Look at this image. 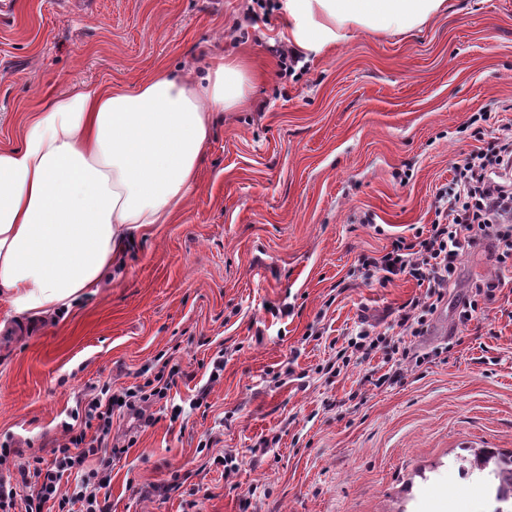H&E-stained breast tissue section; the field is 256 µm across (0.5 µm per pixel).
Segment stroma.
<instances>
[{
	"label": "stroma",
	"instance_id": "1",
	"mask_svg": "<svg viewBox=\"0 0 512 512\" xmlns=\"http://www.w3.org/2000/svg\"><path fill=\"white\" fill-rule=\"evenodd\" d=\"M250 5L12 0L0 14V147L82 85L199 72L217 53L247 54L255 75L249 105L217 116L185 206L137 237L119 276L57 312L0 298V448L51 461L93 388L144 383L163 354L181 375L151 423L113 418L133 445L112 463L110 512H492L462 459L512 451V281L468 324L458 314L501 273L493 241L461 257L411 338L420 366L382 385L381 352L327 367L427 291L379 284L362 259L428 230L454 162L512 129V0H451L420 30L357 31L286 74L283 15L240 30Z\"/></svg>",
	"mask_w": 512,
	"mask_h": 512
}]
</instances>
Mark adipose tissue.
<instances>
[{"mask_svg": "<svg viewBox=\"0 0 512 512\" xmlns=\"http://www.w3.org/2000/svg\"><path fill=\"white\" fill-rule=\"evenodd\" d=\"M289 44L318 57L364 30L407 33L448 0H279ZM252 90L238 58L205 73L159 70L127 88L87 85L31 115L0 148V296L50 312L95 292L150 224L169 223L197 182L216 113Z\"/></svg>", "mask_w": 512, "mask_h": 512, "instance_id": "obj_1", "label": "adipose tissue"}]
</instances>
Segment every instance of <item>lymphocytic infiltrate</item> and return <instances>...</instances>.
I'll return each instance as SVG.
<instances>
[{"label": "lymphocytic infiltrate", "instance_id": "lymphocytic-infiltrate-1", "mask_svg": "<svg viewBox=\"0 0 512 512\" xmlns=\"http://www.w3.org/2000/svg\"><path fill=\"white\" fill-rule=\"evenodd\" d=\"M454 186L440 198L438 218L427 234L413 240L396 239L390 251L365 260L369 276L387 283L408 275L427 286L424 296L413 297L399 309L396 335L363 329L348 338L336 353L337 369L347 368L354 355L384 349L396 355L399 366L414 367L421 357L405 342L421 335L428 315L443 301L459 258L480 241L494 239L502 267L512 266V133L494 137L488 147L472 151L453 164ZM173 374L157 372L153 380L119 392L103 388L85 401L54 449L52 467H37L36 456L0 448V512H108L100 494L112 481V462L127 454L128 445L112 440V418L124 409L144 416L147 408L166 398L174 386ZM79 477L73 491L62 488L64 475ZM26 495H18V487Z\"/></svg>", "mask_w": 512, "mask_h": 512}]
</instances>
